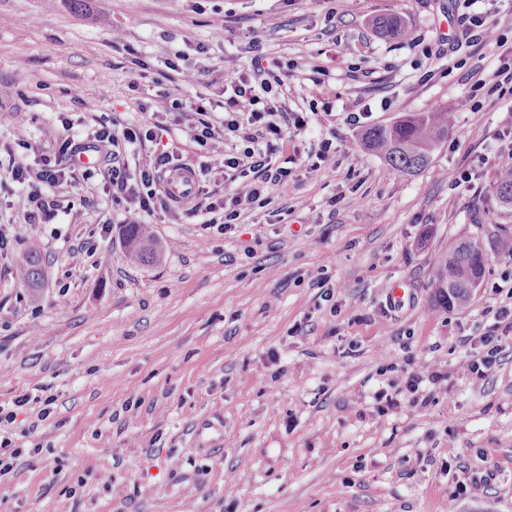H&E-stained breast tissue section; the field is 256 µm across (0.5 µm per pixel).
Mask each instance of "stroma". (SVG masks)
<instances>
[{"label":"stroma","mask_w":512,"mask_h":512,"mask_svg":"<svg viewBox=\"0 0 512 512\" xmlns=\"http://www.w3.org/2000/svg\"><path fill=\"white\" fill-rule=\"evenodd\" d=\"M473 9L499 43L445 57L457 0H0L2 162H37L61 125L83 140L152 112L175 146L195 116L162 113L166 97L219 122L224 77L259 56L287 75L279 109L307 120L268 206L222 231L158 213L171 247L154 264L129 257L107 160L59 189L45 224L24 223L25 191L0 174V413L14 417L0 436L22 451L0 475V512H512V346L485 379L465 363L512 284L487 239L467 305L436 306L432 285L477 222L512 227L492 192L512 166V96L488 91L512 54V0ZM386 15L407 35H378L370 21ZM470 95L475 109L457 110ZM437 109L454 120L417 175L360 144L363 129ZM324 138L336 165L310 169ZM413 371L447 376L416 407ZM381 392L399 408L379 412ZM474 474L486 485L455 498V478Z\"/></svg>","instance_id":"stroma-1"}]
</instances>
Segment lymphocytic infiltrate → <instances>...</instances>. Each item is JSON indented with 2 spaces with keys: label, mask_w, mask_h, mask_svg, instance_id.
Returning a JSON list of instances; mask_svg holds the SVG:
<instances>
[{
  "label": "lymphocytic infiltrate",
  "mask_w": 512,
  "mask_h": 512,
  "mask_svg": "<svg viewBox=\"0 0 512 512\" xmlns=\"http://www.w3.org/2000/svg\"><path fill=\"white\" fill-rule=\"evenodd\" d=\"M280 71V62L273 58L267 65L257 66L254 76L225 79L226 118L219 128L204 121L202 105L173 99L171 111H195L201 117L199 125L195 126L188 145L154 151L146 166L136 170L122 161V154L128 147L157 141L163 128L161 122H154L147 128L103 127L95 131L90 144L110 150L112 166L107 172L108 190L113 205L124 207L128 222L137 223L142 215L154 214L159 209L166 212L180 209L181 200L162 187L164 180L178 171L186 174L195 186L190 212L200 217L202 223L219 227L233 224L244 212L268 204L269 187L288 182V169L277 164L279 151L288 143V130L302 128L305 124V118L299 112L293 113L292 123L288 126L282 125L278 117L279 110L273 100L285 85ZM225 130L233 133L242 143L243 150L220 158L216 155L215 144ZM80 148V143L65 137L54 156L43 157L32 165L12 164L11 175L24 185L30 202L26 223H44L58 211L56 192L64 185L72 157ZM195 150L202 152L204 159L193 165L186 162L185 156ZM218 160L223 161L225 170L230 171L232 186L222 199L208 202L202 198L200 182ZM511 339L512 307L504 305L495 311L492 326L479 338L480 350L467 362L469 372L475 378H487L496 370L505 342Z\"/></svg>",
  "instance_id": "f902f5d3"
}]
</instances>
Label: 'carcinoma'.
<instances>
[{"label": "carcinoma", "instance_id": "1", "mask_svg": "<svg viewBox=\"0 0 512 512\" xmlns=\"http://www.w3.org/2000/svg\"><path fill=\"white\" fill-rule=\"evenodd\" d=\"M375 31L382 36L405 34V27L396 17H378L373 21ZM451 116L448 111L414 112L392 125L367 129L362 143L370 151L382 156L392 169L403 176H414L430 163L435 147L446 137ZM494 193L505 211L512 215V169L501 173L495 180ZM492 235L496 249L512 252V230L496 225ZM125 240L131 256L141 263L160 260L163 246L146 224H128ZM484 251L479 238L460 241L448 249L446 259L437 269L433 286L435 301L445 307L465 305L474 288L478 287L485 271L481 257ZM28 284L40 286L43 276L42 257L32 250L27 257Z\"/></svg>", "mask_w": 512, "mask_h": 512}]
</instances>
